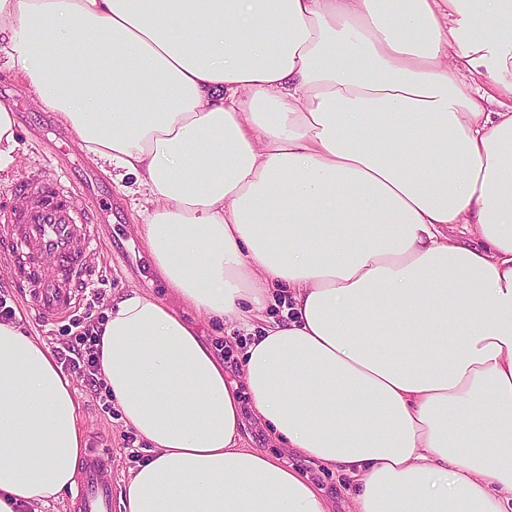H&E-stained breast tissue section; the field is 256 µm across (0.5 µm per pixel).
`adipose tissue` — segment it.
I'll return each mask as SVG.
<instances>
[{
	"label": "adipose tissue",
	"mask_w": 512,
	"mask_h": 512,
	"mask_svg": "<svg viewBox=\"0 0 512 512\" xmlns=\"http://www.w3.org/2000/svg\"><path fill=\"white\" fill-rule=\"evenodd\" d=\"M9 66L144 187L169 297L116 296L100 368L149 447L125 512H512V0H0ZM464 226L480 239L454 237ZM241 383L185 307L250 328ZM73 382L0 321V512L77 481ZM242 434L244 441L251 448H261L280 457L282 461L293 466L303 474L309 475L319 487L323 488L336 502L335 512H350L352 500L349 493L344 489L345 479L339 474L312 463H307L301 456L291 450L277 446L271 439L266 428L257 420L250 407L245 406L243 414ZM343 486H342V485Z\"/></svg>",
	"instance_id": "ef3b65f1"
}]
</instances>
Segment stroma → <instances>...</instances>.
I'll return each instance as SVG.
<instances>
[{"instance_id": "1", "label": "stroma", "mask_w": 512, "mask_h": 512, "mask_svg": "<svg viewBox=\"0 0 512 512\" xmlns=\"http://www.w3.org/2000/svg\"><path fill=\"white\" fill-rule=\"evenodd\" d=\"M6 50L0 47V103L8 105L17 123L16 134L19 153L14 164L0 170V212L10 211L20 203L17 190L31 178L48 175L57 178L62 185L78 186L88 173H95L97 198L105 211L104 223L95 225L94 232L107 250L97 259L100 277L87 289L77 317L101 319L102 313L112 303L113 296L136 289L160 298L168 292L153 271L146 246L138 230L146 215L143 197L129 192L133 177H126L123 184H115L111 174L80 144L77 138L61 143L59 133L64 124L59 115L38 104L27 84L14 70L5 67ZM0 298L6 300L25 330L41 337L50 347H59L69 341L74 324L65 319L45 324L35 317L24 294L13 282L11 271L0 267ZM184 316L194 323L204 341L213 345L231 379H239L240 359L236 337L220 328L209 326L207 321L191 309H184ZM73 386L79 403L81 423L86 448L110 456L112 459V512H123L121 492L130 468L134 467V452L139 442H125L127 433L118 413L108 412L105 389L89 385L81 375H73ZM242 434L248 447L261 448L280 457L282 461L309 475L335 501L334 512H350L352 500L343 487L339 474L306 462L293 451L277 446L266 428L257 420L252 410L243 414Z\"/></svg>"}]
</instances>
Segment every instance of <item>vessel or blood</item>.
Masks as SVG:
<instances>
[{
    "label": "vessel or blood",
    "instance_id": "b4317fda",
    "mask_svg": "<svg viewBox=\"0 0 512 512\" xmlns=\"http://www.w3.org/2000/svg\"><path fill=\"white\" fill-rule=\"evenodd\" d=\"M23 196L24 205L0 223V262L14 272L36 316L46 322L60 320L97 275L99 242L89 227L101 221L102 208L95 203L76 211L70 191L51 177L36 179ZM82 470L74 512H112L106 459L90 451Z\"/></svg>",
    "mask_w": 512,
    "mask_h": 512
}]
</instances>
